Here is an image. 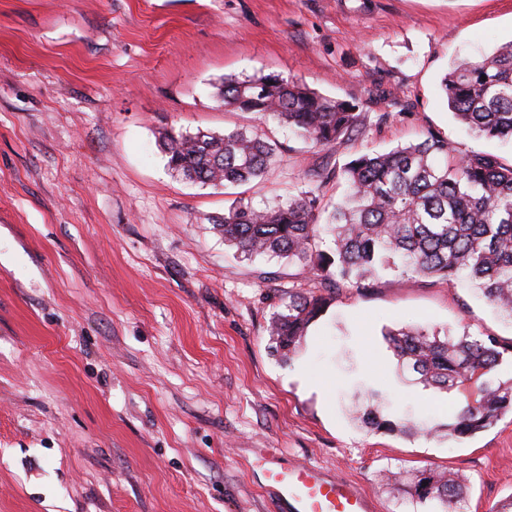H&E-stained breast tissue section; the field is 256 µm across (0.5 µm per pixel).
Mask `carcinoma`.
I'll use <instances>...</instances> for the list:
<instances>
[{"instance_id":"cac0c4a2","label":"carcinoma","mask_w":512,"mask_h":512,"mask_svg":"<svg viewBox=\"0 0 512 512\" xmlns=\"http://www.w3.org/2000/svg\"><path fill=\"white\" fill-rule=\"evenodd\" d=\"M442 86L456 119L480 136L512 141V42L459 62ZM218 98L226 107L269 116L315 146L348 139L361 124L358 103L278 76L226 79ZM161 140L171 171L212 187L260 179L281 162L278 144L264 133L168 132ZM332 177L345 184L346 193L330 206L317 185L262 208L241 203L212 224L244 256L307 267L326 288H364L382 272L450 285L465 280L512 319V164L461 154L429 131L416 143L362 153L326 174ZM326 237L331 246L324 250ZM330 300L312 292L288 294L270 319L274 352L283 358L296 352ZM384 336L415 383L448 393L474 381L477 395L457 405L444 423L385 413L377 402L355 413L361 426L462 441L512 412V378L499 377L512 359V343L420 325L389 329ZM460 491L454 473L430 469L415 476L410 496L432 512H461Z\"/></svg>"}]
</instances>
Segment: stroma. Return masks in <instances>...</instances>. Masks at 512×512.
<instances>
[{
  "mask_svg": "<svg viewBox=\"0 0 512 512\" xmlns=\"http://www.w3.org/2000/svg\"><path fill=\"white\" fill-rule=\"evenodd\" d=\"M512 41V0H0V512H287L268 468L311 464L380 512H413L386 472L446 468L464 512L512 501V414L460 442L351 421L445 420L458 392L409 384L386 327L512 340L464 284L346 286L281 360L268 326L307 270L247 260L209 224L309 189V170L426 130L512 163L441 88L459 57ZM279 75L360 104L351 139L316 147L217 100L224 79ZM273 135L282 162L224 188L172 174L169 131Z\"/></svg>",
  "mask_w": 512,
  "mask_h": 512,
  "instance_id": "1",
  "label": "stroma"
}]
</instances>
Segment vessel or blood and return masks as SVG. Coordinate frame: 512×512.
I'll list each match as a JSON object with an SVG mask.
<instances>
[{"instance_id":"vessel-or-blood-1","label":"vessel or blood","mask_w":512,"mask_h":512,"mask_svg":"<svg viewBox=\"0 0 512 512\" xmlns=\"http://www.w3.org/2000/svg\"><path fill=\"white\" fill-rule=\"evenodd\" d=\"M266 481L290 512H374L372 500L357 484L327 478L307 464L270 470Z\"/></svg>"}]
</instances>
